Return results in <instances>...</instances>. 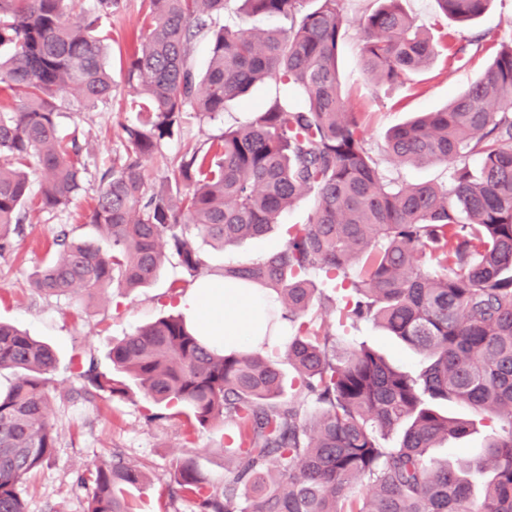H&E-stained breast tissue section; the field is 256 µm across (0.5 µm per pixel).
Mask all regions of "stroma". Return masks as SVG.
I'll return each mask as SVG.
<instances>
[{
  "label": "stroma",
  "instance_id": "obj_1",
  "mask_svg": "<svg viewBox=\"0 0 512 512\" xmlns=\"http://www.w3.org/2000/svg\"><path fill=\"white\" fill-rule=\"evenodd\" d=\"M370 2H344L347 37L338 52L343 96L349 108L364 113L366 144L389 177L407 184L444 183L448 179L444 164L390 160L383 151L385 135L415 113L444 108L486 69L501 43L512 40V0H492L479 18L468 22L446 17L436 0H402L403 8L417 26L431 34L440 52L411 81L382 86L370 83L363 72L357 20ZM143 13V0H122L118 12L101 21L102 30L112 33L107 57L113 80L111 102L88 109L82 105L78 91L63 95L61 131L77 134L88 168L82 192L63 210L32 208L23 235L15 240L14 251L0 256V320L54 349L58 367L50 376L49 388L73 394L70 401L54 407L58 442L53 461L27 475L17 487L26 512H86L93 487L80 484L78 478L89 475L116 448L141 463L149 476L147 483L130 489V512H165L169 507L176 512H194L193 501L181 499L173 503L168 496L172 464L189 452L194 454L210 490H222L226 450L234 445L232 426L218 423L189 436L185 433V416L147 422L141 398L85 400L78 394L80 381L74 365L92 355L101 369H108V353L114 341L159 316L178 314L181 296L196 282L220 278L225 266L251 263L281 248L288 240L289 227L309 223L314 212V199L308 196L285 210L263 237L223 249L199 242L205 265L194 276L173 257L153 284L131 292L111 289L84 300L70 296L40 298L33 294L30 276L52 256L50 244L61 228H71L77 239L95 234L87 215L99 175L111 165L115 152L122 149L121 124L135 117L126 106L129 91L122 68L140 32ZM451 43L466 47L453 63L445 54ZM286 91L285 85L268 80L255 85L245 99L229 102L216 118L188 119L182 132L168 142L167 154L173 156L202 146L220 136L225 128L244 124L259 107ZM347 334L375 347L405 371H416L420 365L417 352L374 323H358L348 328Z\"/></svg>",
  "mask_w": 512,
  "mask_h": 512
}]
</instances>
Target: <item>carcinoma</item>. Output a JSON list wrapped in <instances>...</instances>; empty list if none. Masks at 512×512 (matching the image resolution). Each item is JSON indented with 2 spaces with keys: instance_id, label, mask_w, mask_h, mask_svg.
I'll use <instances>...</instances> for the list:
<instances>
[{
  "instance_id": "obj_1",
  "label": "carcinoma",
  "mask_w": 512,
  "mask_h": 512,
  "mask_svg": "<svg viewBox=\"0 0 512 512\" xmlns=\"http://www.w3.org/2000/svg\"><path fill=\"white\" fill-rule=\"evenodd\" d=\"M68 2L0 0V92L24 93L17 108L0 105V252L32 203L62 210L83 189L82 148L58 128L62 95L77 89L87 108L112 99L99 22L121 0H96L77 19ZM145 2L124 71L136 119L121 125L123 154L102 172L88 215L100 240L61 230L32 287L41 297L129 292L151 284L170 254L194 274L205 265L194 238L224 247L262 236L311 194V222L288 231L281 250L222 274L277 295L268 324L292 328L286 359L297 388L283 398L280 360L263 348L215 350L185 317L167 316L113 344L109 371L81 363L86 398L141 393L152 402L149 422L181 408L194 431L235 425L221 492L210 491L193 455L173 467L176 493L198 512H512V41L446 108L389 131L395 160L448 166L445 185H400L380 170L362 115L342 94L343 0H316L308 11L306 0H242L252 15L288 18L285 30L212 29L230 0ZM437 2L465 22L489 0ZM358 26L375 84L403 82L436 54L399 0H381ZM209 29L200 74L193 42ZM265 80L295 88L304 104L276 97L250 122L165 158L190 114L214 118ZM156 158L166 159L175 190L149 188ZM317 278L342 291L352 324L373 321L417 351L419 370L307 321L314 301L335 302ZM56 362L50 346L0 322V370L22 372L0 392V512H25L18 483L54 456ZM455 403L494 428L480 456L450 463L430 449L476 425L442 412ZM92 476L87 512H128L124 490L146 480L117 449Z\"/></svg>"
}]
</instances>
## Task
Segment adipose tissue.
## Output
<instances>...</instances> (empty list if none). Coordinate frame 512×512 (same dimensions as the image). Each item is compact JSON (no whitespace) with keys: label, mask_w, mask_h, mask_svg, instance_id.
<instances>
[{"label":"adipose tissue","mask_w":512,"mask_h":512,"mask_svg":"<svg viewBox=\"0 0 512 512\" xmlns=\"http://www.w3.org/2000/svg\"><path fill=\"white\" fill-rule=\"evenodd\" d=\"M180 305L205 342L216 348H234L268 336L269 346L282 337L280 328H266V312L279 310L276 298L261 288H248L221 279L197 283Z\"/></svg>","instance_id":"ef3b65f1"}]
</instances>
